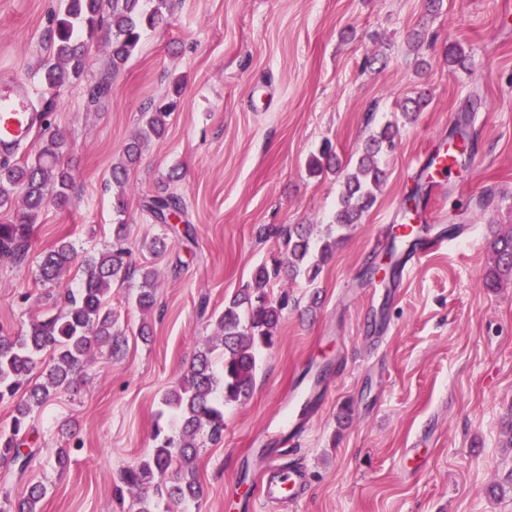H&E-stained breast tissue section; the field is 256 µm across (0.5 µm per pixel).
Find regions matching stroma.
<instances>
[{
    "label": "stroma",
    "mask_w": 512,
    "mask_h": 512,
    "mask_svg": "<svg viewBox=\"0 0 512 512\" xmlns=\"http://www.w3.org/2000/svg\"><path fill=\"white\" fill-rule=\"evenodd\" d=\"M503 2L440 0L432 11L428 0H170L163 24L145 31L109 96L92 105L87 90L108 61L105 42L79 78L48 89L43 66L58 0H0V81L52 100L50 120L67 140L60 165L73 181L68 209L50 204L33 217L26 259L0 258V332L27 329L36 310L61 309L65 289L79 286L71 272L40 282L46 251L61 240L81 257L103 251L120 220L137 264L153 266L159 282L147 317L134 303L140 276L113 285L126 350L96 351L79 381L35 412L38 453L27 478L46 490L42 512H138L134 493L116 496L119 475L153 448L161 398L214 343L225 300L257 266L282 257L276 228L307 224L320 240L333 227L342 179L310 174V154L328 140L341 159L357 157L389 122L395 147L372 208L315 282L284 273L270 290L288 296L277 341L259 357L250 396L225 405L223 439L198 442L202 497L161 507L264 512L231 491L283 447L292 427L280 410L324 365L290 458L310 490L285 512H512V279L494 290L481 283L489 241L512 232V11ZM414 30L424 34L417 48L408 42ZM452 43L464 48L466 68L445 62ZM367 57L376 63L365 70ZM178 77L184 86L168 130L143 146L126 212L116 216L112 165ZM420 92L430 102L407 121L400 105ZM472 99L465 164L407 212L419 185L415 160L447 141L450 117ZM163 190L181 198L192 240L147 211ZM410 220L430 239L452 224L469 231L407 276L361 283L366 260L386 253L383 226ZM162 236L165 254L144 250ZM60 448L70 451L63 472Z\"/></svg>",
    "instance_id": "35a3bbf8"
}]
</instances>
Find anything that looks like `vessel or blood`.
<instances>
[{"label":"vessel or blood","mask_w":512,"mask_h":512,"mask_svg":"<svg viewBox=\"0 0 512 512\" xmlns=\"http://www.w3.org/2000/svg\"><path fill=\"white\" fill-rule=\"evenodd\" d=\"M39 126L32 94L15 82L0 84V155L13 151L15 145L28 142ZM453 148L439 149L423 168L426 176L449 173L454 168ZM260 498L270 512H280L285 505L298 503L308 479L304 470L284 465L266 457L259 467Z\"/></svg>","instance_id":"obj_1"}]
</instances>
